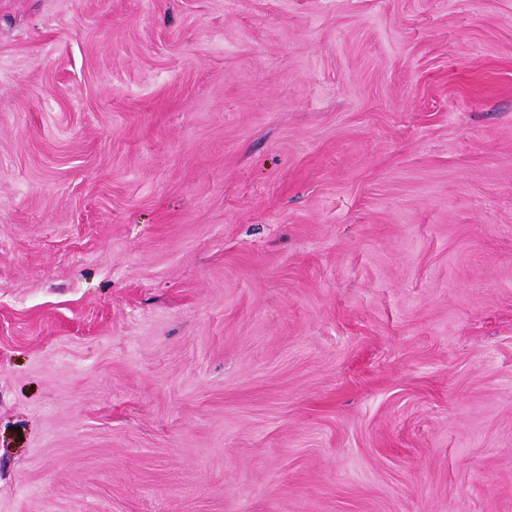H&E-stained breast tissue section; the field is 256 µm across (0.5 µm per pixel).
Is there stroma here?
Listing matches in <instances>:
<instances>
[{
  "mask_svg": "<svg viewBox=\"0 0 512 512\" xmlns=\"http://www.w3.org/2000/svg\"><path fill=\"white\" fill-rule=\"evenodd\" d=\"M0 512H512V0H0Z\"/></svg>",
  "mask_w": 512,
  "mask_h": 512,
  "instance_id": "stroma-1",
  "label": "stroma"
}]
</instances>
